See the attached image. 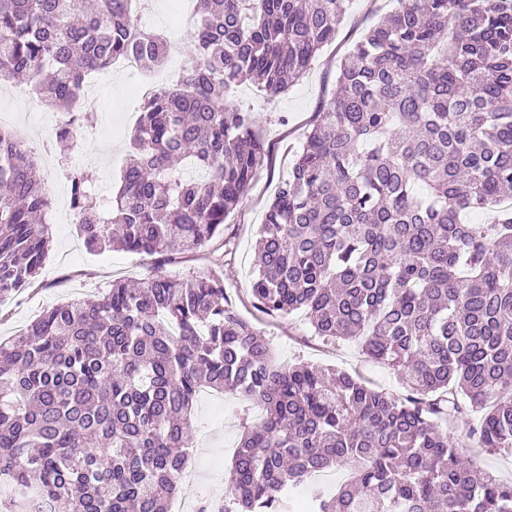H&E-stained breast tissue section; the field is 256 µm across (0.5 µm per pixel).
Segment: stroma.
<instances>
[{
	"label": "stroma",
	"mask_w": 512,
	"mask_h": 512,
	"mask_svg": "<svg viewBox=\"0 0 512 512\" xmlns=\"http://www.w3.org/2000/svg\"><path fill=\"white\" fill-rule=\"evenodd\" d=\"M396 6V0H353L335 41L323 48L307 73L286 94L269 98L247 84L236 89L237 103L251 112L265 142L267 165L256 175L227 219L223 245L206 248L194 259L160 267L147 255L88 251L75 225H51L53 242L37 283L0 304V339L18 335L47 307L74 298L95 297L117 280L135 281L158 273L181 278L217 272L224 276L233 306L263 332L278 363L308 361L336 367L359 375L378 389L395 395L406 394L402 377L369 359L357 344L324 342L313 335L300 313L269 318L253 307L251 297L258 226L279 183L288 176L293 151L309 128L321 99L330 97L339 62L347 49L376 20L377 10L387 11ZM146 25L168 33L182 45L181 56L168 59L151 71L156 81L173 79L194 57L195 33L175 20L171 0H153ZM133 85V78L118 74L111 82L95 88L89 106L95 121L83 129L82 135L98 141L100 155L90 158L78 148L68 158L69 165L84 173L92 189L109 192L119 185L120 171L129 155L130 135L140 115L141 101L134 96ZM0 104L9 106L18 123L27 128L28 145L32 149H40L43 140L53 136L52 108L40 103L26 86L0 90ZM255 414L251 404L238 398L228 396L216 400L207 394L198 397L196 446L190 464L196 481L183 485L182 496L196 499L206 495L215 501L223 500L224 477L237 446L241 424Z\"/></svg>",
	"instance_id": "35a3bbf8"
}]
</instances>
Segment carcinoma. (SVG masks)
<instances>
[{"label": "carcinoma", "mask_w": 512, "mask_h": 512, "mask_svg": "<svg viewBox=\"0 0 512 512\" xmlns=\"http://www.w3.org/2000/svg\"><path fill=\"white\" fill-rule=\"evenodd\" d=\"M134 0H0V85L19 76L65 114L73 151L86 76L168 44ZM352 47L269 203L252 296L305 313L315 335L356 341L406 380L396 397L350 373L278 364L228 302L224 276L157 274L53 305L0 341V512H168L194 447L201 388L259 406L224 508L294 512L311 476L344 468L315 512H512L507 484L461 453L512 449V0H398ZM352 0H198L196 54L143 100L109 208L61 164L87 249L162 264L206 247L263 166L265 143L229 91L277 97L336 36ZM192 166L200 178L184 176ZM40 161L0 129V303L49 252ZM496 209L488 224L465 215ZM465 435L440 430L463 407Z\"/></svg>", "instance_id": "obj_1"}]
</instances>
